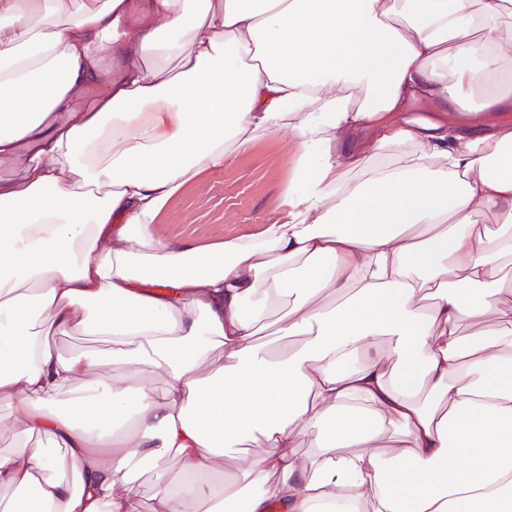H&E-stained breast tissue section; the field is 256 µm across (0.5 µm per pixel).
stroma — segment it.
I'll return each mask as SVG.
<instances>
[{"instance_id": "stroma-1", "label": "stroma", "mask_w": 512, "mask_h": 512, "mask_svg": "<svg viewBox=\"0 0 512 512\" xmlns=\"http://www.w3.org/2000/svg\"><path fill=\"white\" fill-rule=\"evenodd\" d=\"M294 139L288 129L267 134L187 182L159 214V236L206 248L280 222L299 164Z\"/></svg>"}]
</instances>
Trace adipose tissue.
I'll list each match as a JSON object with an SVG mask.
<instances>
[{
    "mask_svg": "<svg viewBox=\"0 0 512 512\" xmlns=\"http://www.w3.org/2000/svg\"><path fill=\"white\" fill-rule=\"evenodd\" d=\"M288 127L280 222L156 236L185 183ZM1 167L0 399L26 437L0 512H143L133 477L171 451L153 512H512V0H0ZM72 329L111 357L59 354Z\"/></svg>",
    "mask_w": 512,
    "mask_h": 512,
    "instance_id": "ef3b65f1",
    "label": "adipose tissue"
}]
</instances>
